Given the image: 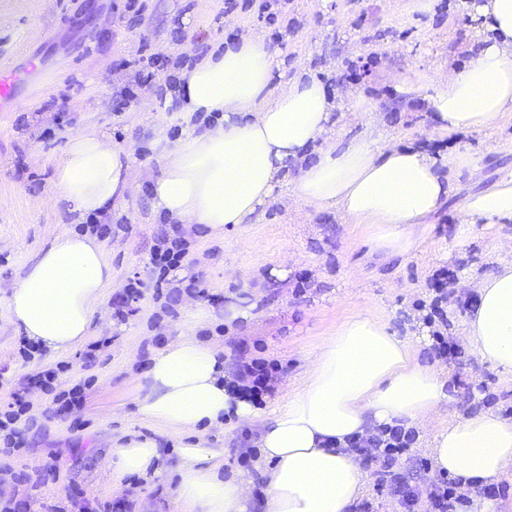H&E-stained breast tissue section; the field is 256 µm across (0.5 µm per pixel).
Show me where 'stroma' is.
I'll use <instances>...</instances> for the list:
<instances>
[{
    "label": "stroma",
    "mask_w": 512,
    "mask_h": 512,
    "mask_svg": "<svg viewBox=\"0 0 512 512\" xmlns=\"http://www.w3.org/2000/svg\"><path fill=\"white\" fill-rule=\"evenodd\" d=\"M249 33L278 50L281 82L322 81L340 104L341 139L371 133L369 115L381 113L383 138L437 156L452 192L411 251L387 260L370 252L363 226L299 201L293 191L298 169L290 167L273 202L259 207L250 223L183 225L190 247L173 278L199 279L206 293H182L168 312L166 297L149 285V256L164 222L149 194L161 172L154 140L162 129L178 142L192 122L169 100L175 89L169 70H157L150 90L137 89L136 74L151 55L194 56ZM478 39L465 0H233L229 7L224 0H0V65L36 64L24 101L0 113V411L19 398L30 404L17 425L18 452L0 453V507L27 497L40 512L43 503L72 495L95 504L129 500L134 512H181L172 480L133 475L113 488L108 451L136 435L168 448L203 443L223 452L225 478L246 476L263 488L252 446L258 424L234 418L176 433L140 414L151 357L190 331L226 361L241 346L278 363L274 394L256 406L265 416L300 387L309 358L346 316L362 310L405 333L419 304L435 296L432 278L447 271L444 336L459 354L436 356L432 335L416 349L421 362L447 370L454 398L417 428L400 466L426 488L440 474L420 464L429 460V442L448 416L491 407L512 420V378L466 344V294L459 287L464 277L494 272L489 256L512 235V221L470 228L460 222L464 200L512 170V112L479 132L438 135L419 97L394 90L402 80L424 86L438 69L463 68ZM132 89L140 105L116 112L114 102ZM86 131L107 135L130 154L135 189L99 218L128 230L102 241L112 285L91 335L72 351L46 349L26 362L20 355L26 339L11 321L7 299L42 248L62 230L81 227L75 214L55 205L53 175L68 140ZM136 277L147 287L136 313L118 321L112 301ZM300 283L306 291L298 295ZM232 303L250 308V318L225 323ZM61 363L60 389L93 381L74 415L49 414L50 396L30 382Z\"/></svg>",
    "instance_id": "35a3bbf8"
}]
</instances>
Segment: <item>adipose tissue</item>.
Here are the masks:
<instances>
[{
  "mask_svg": "<svg viewBox=\"0 0 512 512\" xmlns=\"http://www.w3.org/2000/svg\"><path fill=\"white\" fill-rule=\"evenodd\" d=\"M473 18L488 36L467 65L426 87L434 132L487 128L512 112V0H477ZM278 53L254 35L225 43L181 74V109L220 113L219 122L162 151L152 183L155 207L177 224L247 223L268 204L287 164L303 203L336 210L364 225L371 252L406 253L412 233L443 207L450 183L429 152L382 138L333 137L338 107L316 79L272 88ZM128 154L105 135L69 139L55 167L57 204L85 217L110 211L133 188ZM512 221V171L471 194L461 207L467 225ZM496 270L465 279L478 295L465 339L483 361L512 376V243L493 255ZM112 267L91 235L64 230L43 248L9 300L24 336L68 352L91 333ZM219 352L182 335L154 357L139 402L148 420L174 431L219 424L225 415L260 420L256 445L268 467L264 512H347L363 498L365 474L348 442L382 424H421L452 397L448 376L420 364L412 337L362 312L347 316L315 352L301 387L262 418L228 389ZM429 452L438 471L461 490L512 475V421L495 410L449 420ZM113 485L129 475L175 478L183 512H245L248 481H226L221 454L196 445L167 466L160 442L136 436L113 448Z\"/></svg>",
  "mask_w": 512,
  "mask_h": 512,
  "instance_id": "adipose-tissue-1",
  "label": "adipose tissue"
}]
</instances>
